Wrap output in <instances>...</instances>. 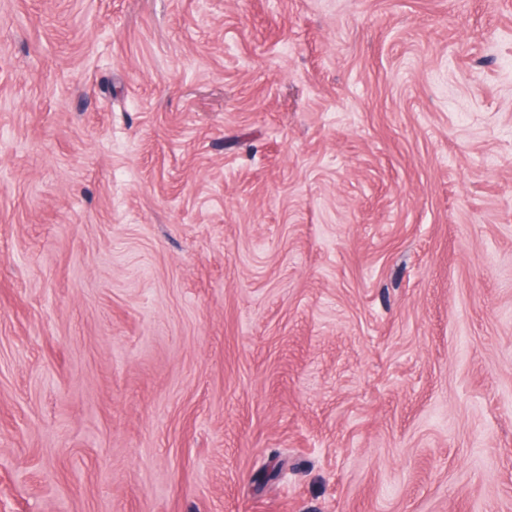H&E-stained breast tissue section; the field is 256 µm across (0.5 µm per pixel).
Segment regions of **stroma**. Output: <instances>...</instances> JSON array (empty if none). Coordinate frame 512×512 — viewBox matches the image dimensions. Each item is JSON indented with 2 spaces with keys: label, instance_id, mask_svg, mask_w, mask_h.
<instances>
[{
  "label": "stroma",
  "instance_id": "35a3bbf8",
  "mask_svg": "<svg viewBox=\"0 0 512 512\" xmlns=\"http://www.w3.org/2000/svg\"><path fill=\"white\" fill-rule=\"evenodd\" d=\"M0 512H512V0H0Z\"/></svg>",
  "mask_w": 512,
  "mask_h": 512
}]
</instances>
